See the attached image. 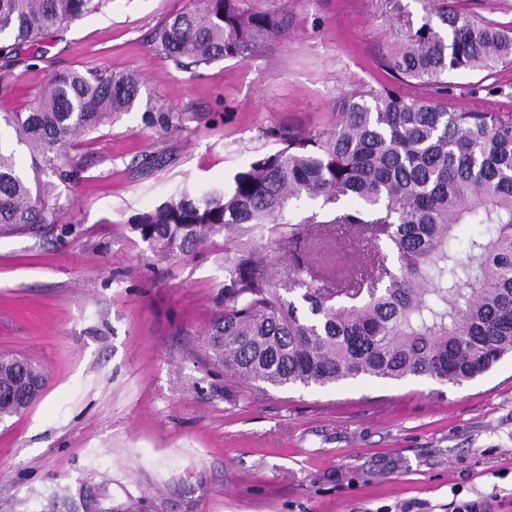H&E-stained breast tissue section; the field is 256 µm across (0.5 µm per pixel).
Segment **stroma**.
Returning a JSON list of instances; mask_svg holds the SVG:
<instances>
[{
    "label": "stroma",
    "instance_id": "stroma-1",
    "mask_svg": "<svg viewBox=\"0 0 512 512\" xmlns=\"http://www.w3.org/2000/svg\"><path fill=\"white\" fill-rule=\"evenodd\" d=\"M294 26L233 59L176 66L152 33L197 0H106L12 52L23 112L63 69L133 70L181 130L120 116L76 147L84 179L43 236L0 237V352L33 359L41 397L0 422V512H45L92 477L148 512H512V357L461 385L361 378L241 389L203 339L224 308V240L158 262L129 220L176 189L229 184L270 128L323 131L338 98L390 77L374 0H278ZM456 108L512 111V68L450 75Z\"/></svg>",
    "mask_w": 512,
    "mask_h": 512
}]
</instances>
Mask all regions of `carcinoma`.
<instances>
[{
    "instance_id": "obj_1",
    "label": "carcinoma",
    "mask_w": 512,
    "mask_h": 512,
    "mask_svg": "<svg viewBox=\"0 0 512 512\" xmlns=\"http://www.w3.org/2000/svg\"><path fill=\"white\" fill-rule=\"evenodd\" d=\"M399 39L382 59L397 86L360 87L336 103L326 131L281 132L230 186L177 191L131 218L158 260L224 237V310L204 339L212 365L243 388L326 387L363 377L461 384L512 356V112L449 102L447 78L512 66V27L428 0L413 19L403 0H376ZM102 0H0V38L35 44L97 11ZM285 6L200 0L168 15L154 42L178 66L236 58L288 34ZM135 73L51 76L26 112L0 119L27 149L25 167L0 142V235L61 220L56 188L84 178L61 154L130 112ZM145 121L179 129L175 108ZM53 177L43 180V175ZM304 205L310 213L295 219ZM464 224L479 234L461 244ZM286 272L273 271L276 257ZM46 375L0 354V420L33 404ZM51 512H141L112 503L86 478Z\"/></svg>"
}]
</instances>
